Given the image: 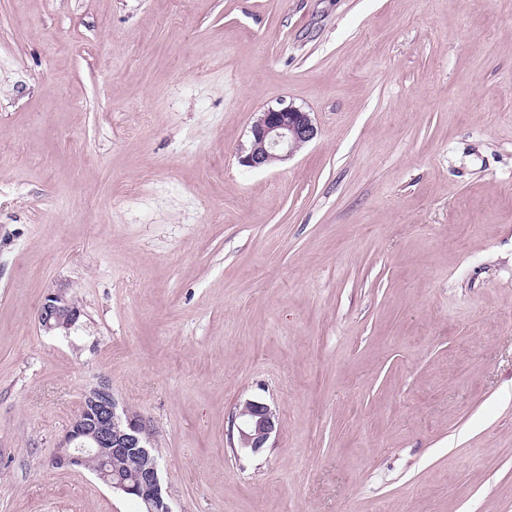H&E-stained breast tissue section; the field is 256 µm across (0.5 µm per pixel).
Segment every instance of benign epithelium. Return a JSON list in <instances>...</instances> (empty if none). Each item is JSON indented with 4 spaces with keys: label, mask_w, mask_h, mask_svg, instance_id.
I'll return each instance as SVG.
<instances>
[{
    "label": "benign epithelium",
    "mask_w": 512,
    "mask_h": 512,
    "mask_svg": "<svg viewBox=\"0 0 512 512\" xmlns=\"http://www.w3.org/2000/svg\"><path fill=\"white\" fill-rule=\"evenodd\" d=\"M251 133V149L241 158V163L250 168H262L274 161L289 159L316 137L317 128L310 113L287 105L261 112ZM80 314L74 302L59 294H51L41 306L39 323L49 333L71 327ZM232 425L236 426L239 447L258 454L278 431L279 414L264 402L246 400L238 405ZM153 438L150 421L121 406L110 385L102 382L86 393L79 413L58 447L53 464L83 467L90 457L98 458L108 467L134 464L140 469L137 483L130 485L117 479L106 482V485L121 496H138L146 512H172L153 454Z\"/></svg>",
    "instance_id": "1"
}]
</instances>
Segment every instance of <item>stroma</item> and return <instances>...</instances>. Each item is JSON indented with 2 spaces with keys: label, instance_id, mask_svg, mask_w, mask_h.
I'll list each match as a JSON object with an SVG mask.
<instances>
[{
  "label": "stroma",
  "instance_id": "stroma-1",
  "mask_svg": "<svg viewBox=\"0 0 512 512\" xmlns=\"http://www.w3.org/2000/svg\"><path fill=\"white\" fill-rule=\"evenodd\" d=\"M103 381L172 512H512V0H0V512H134ZM251 133L250 152L240 162L250 168H262L289 159L316 137L317 128L309 112L287 105L261 112ZM81 311L72 301L62 295H48L40 309L39 323L45 332L68 329L79 318ZM153 438L150 421L143 415L120 406L107 382L86 393L79 413L75 416L67 434L53 458L57 467H83L92 472L112 488V492L121 496L136 495L137 512H172L167 501L159 475L158 462L153 454ZM90 457H96L92 459ZM89 458V459H88ZM108 468L125 467L134 464L140 469L129 466L121 471V479L104 478L103 464ZM103 483V482H102ZM235 425L239 448L258 454L268 448L270 438L278 431L279 414L267 403L246 400L237 407L232 420V426Z\"/></svg>",
  "mask_w": 512,
  "mask_h": 512
}]
</instances>
